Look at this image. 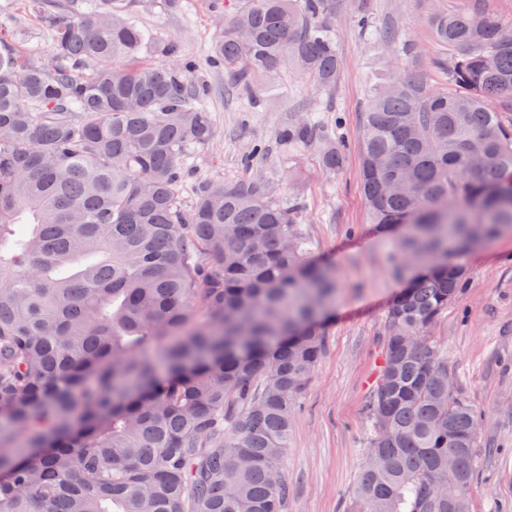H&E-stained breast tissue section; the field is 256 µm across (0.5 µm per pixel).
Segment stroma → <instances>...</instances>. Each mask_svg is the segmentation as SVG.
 <instances>
[{
	"mask_svg": "<svg viewBox=\"0 0 512 512\" xmlns=\"http://www.w3.org/2000/svg\"><path fill=\"white\" fill-rule=\"evenodd\" d=\"M213 4L179 0L174 8L167 0H135L133 15L158 37L177 38L183 54L197 62L194 78L206 90L215 135L190 148V181L240 178L245 154L263 142L255 173L281 201L301 202L299 222L311 255L336 273L325 351L292 423L284 470L287 512H344L369 446L367 405L380 363L379 335L403 286L393 271L397 247L370 224L360 188L362 114L370 92L398 74L399 45H413L415 74L432 88L446 85L450 53L433 37V15L464 8L468 0H340L330 21L340 60L335 85L318 88L291 73L275 87L254 84L249 96L209 62L222 34ZM362 9L366 30L357 22ZM388 27L393 41L380 44L377 35ZM0 30L22 34L19 49L27 58L51 61L52 36L22 0H0ZM299 112L344 137L347 150L336 174L321 171L316 143L279 141V130ZM465 262L468 280L431 335L479 414L470 512H512V233Z\"/></svg>",
	"mask_w": 512,
	"mask_h": 512,
	"instance_id": "stroma-1",
	"label": "stroma"
}]
</instances>
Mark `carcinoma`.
Returning a JSON list of instances; mask_svg holds the SVG:
<instances>
[{
    "mask_svg": "<svg viewBox=\"0 0 512 512\" xmlns=\"http://www.w3.org/2000/svg\"><path fill=\"white\" fill-rule=\"evenodd\" d=\"M24 2L55 53L26 60L0 32V512H286L335 271L256 174L182 201L188 145L214 136L205 89L131 0ZM336 2L237 0L210 62L240 87L288 68L330 87ZM485 2L434 16L445 87L407 73L363 112L370 222L409 264L347 512H469L477 412L427 332L462 257L512 229V44ZM279 139L342 165L331 128L298 118Z\"/></svg>",
    "mask_w": 512,
    "mask_h": 512,
    "instance_id": "carcinoma-1",
    "label": "carcinoma"
}]
</instances>
